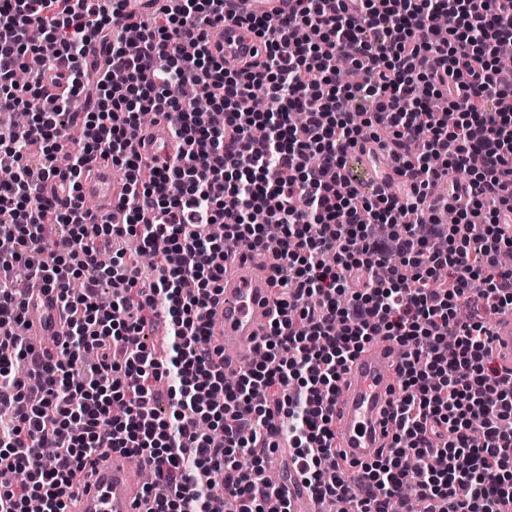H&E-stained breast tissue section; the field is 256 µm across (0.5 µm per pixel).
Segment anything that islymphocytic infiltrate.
<instances>
[{
    "instance_id": "obj_1",
    "label": "lymphocytic infiltrate",
    "mask_w": 512,
    "mask_h": 512,
    "mask_svg": "<svg viewBox=\"0 0 512 512\" xmlns=\"http://www.w3.org/2000/svg\"><path fill=\"white\" fill-rule=\"evenodd\" d=\"M126 2L0 0V113L54 102L24 128L0 125V161L17 170L0 184V239L12 243L0 251V470L26 474L0 486V512L34 501L69 512L77 473L114 450L152 472V512H291L267 481L274 416L288 424L296 482L336 512H395L409 496L424 512L512 503V369L491 359L487 321L512 310V266L500 262L512 249V69L498 65L512 55V0H288L262 14L176 0L148 16ZM228 19L262 39V63L229 70L214 55ZM33 55L43 68L16 85ZM341 57L354 81L339 78ZM172 111L176 152L145 159L148 116ZM72 125L83 138L61 168ZM369 140L399 161L400 192L366 195L348 174V153ZM100 157L124 173L125 223H87L75 194ZM445 209L454 223L440 222ZM51 224L66 234L50 239ZM117 237L135 253L102 263ZM161 240L155 280L141 285L137 257ZM269 251L264 359L230 376L209 349L222 260ZM37 286L67 313L47 361L18 331ZM159 314L164 360L145 343ZM378 337L400 348L401 397L390 449L358 485L323 460L343 372Z\"/></svg>"
}]
</instances>
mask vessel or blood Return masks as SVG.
<instances>
[{
  "label": "vessel or blood",
  "instance_id": "obj_1",
  "mask_svg": "<svg viewBox=\"0 0 512 512\" xmlns=\"http://www.w3.org/2000/svg\"><path fill=\"white\" fill-rule=\"evenodd\" d=\"M260 39L234 22L224 25L220 41L224 62L235 65L239 51L260 47ZM141 151L159 154L170 145L164 122H156L142 133ZM120 184L111 163L96 161L79 181V193L92 200L98 211L116 208ZM272 289L268 274L252 263H235L224 275V293L211 307L210 345L224 355V370L238 371L249 360V348L264 336L273 318ZM38 316L28 328L29 336L41 338L62 333L59 303L52 291L35 292ZM491 356L505 367L512 365V312L502 314L491 328ZM397 351L391 343H370L349 363L336 399V447L355 467L388 448L387 419L399 397ZM129 457L115 452L97 461L95 471L74 490L70 512H150L152 503L133 480Z\"/></svg>",
  "mask_w": 512,
  "mask_h": 512
}]
</instances>
